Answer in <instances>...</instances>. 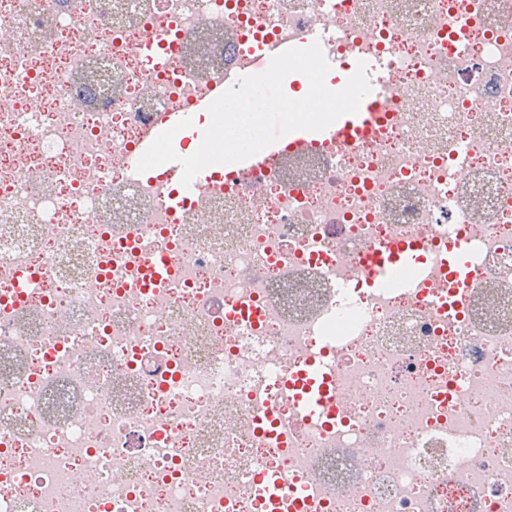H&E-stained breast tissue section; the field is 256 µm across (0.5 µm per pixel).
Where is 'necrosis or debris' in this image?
<instances>
[{"label":"necrosis or debris","mask_w":512,"mask_h":512,"mask_svg":"<svg viewBox=\"0 0 512 512\" xmlns=\"http://www.w3.org/2000/svg\"><path fill=\"white\" fill-rule=\"evenodd\" d=\"M314 30L390 58L371 134L170 214L143 130ZM398 237L467 244L458 308L438 267L361 287ZM319 352L336 414L303 420L283 374ZM0 512H512V0H0ZM160 49H166L167 52H161ZM143 50L150 58L154 69L164 68L168 62L167 53L172 50L167 32L159 27L153 33L148 34L143 42ZM147 284L153 288H169L174 279V254L147 255L144 258ZM259 492L262 496L268 499L278 500L283 497L291 496L294 500H300L304 496V490L301 487H294L288 489L284 487L277 475L272 472H267L261 479L259 485Z\"/></svg>","instance_id":"4bbe7bcc"}]
</instances>
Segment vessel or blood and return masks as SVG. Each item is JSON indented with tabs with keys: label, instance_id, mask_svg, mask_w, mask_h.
I'll use <instances>...</instances> for the list:
<instances>
[{
	"label": "vessel or blood",
	"instance_id": "1",
	"mask_svg": "<svg viewBox=\"0 0 512 512\" xmlns=\"http://www.w3.org/2000/svg\"><path fill=\"white\" fill-rule=\"evenodd\" d=\"M168 46V34L164 29H156L145 37L143 50L149 57L153 68L161 69L166 66ZM366 66L371 91L361 101L357 113L349 115L346 119L336 122L335 125L329 126L325 130L307 131L293 135L291 140L293 146H307L328 137L350 140L369 131L378 117L381 107L383 94L381 73L385 61L381 57L371 56L367 58ZM229 85L230 82L226 79L214 81L204 95L191 101L187 109L165 113L156 127L145 131L140 136L136 146L137 154H144L161 131L172 128L182 119L193 118L197 114L206 112L210 103L219 97ZM281 150V143H274L256 155L239 162L238 169L242 172H249L269 165L280 156ZM163 174L175 186L174 192L167 199L169 208L173 210L180 209L187 201L195 197L204 184L203 179L197 178L193 180L191 186H184L181 182L182 168L174 162L164 164ZM417 261L415 249L401 241H393L386 246L372 248L360 259L361 265L368 271L365 285L369 288L389 287L391 277L397 268L414 267ZM444 262L449 275L448 301L454 304L476 285L478 272L468 262L465 247L461 244L445 255ZM144 265L147 272V283L150 287H170L175 273L173 255L145 256ZM284 382L303 415L317 416L327 412L334 386L324 370V361L321 356H313L304 364L288 369L284 375ZM259 492L265 498L273 500L288 496L298 500L304 495L303 488L284 487L277 475L272 472L266 473L262 477Z\"/></svg>",
	"mask_w": 512,
	"mask_h": 512
}]
</instances>
